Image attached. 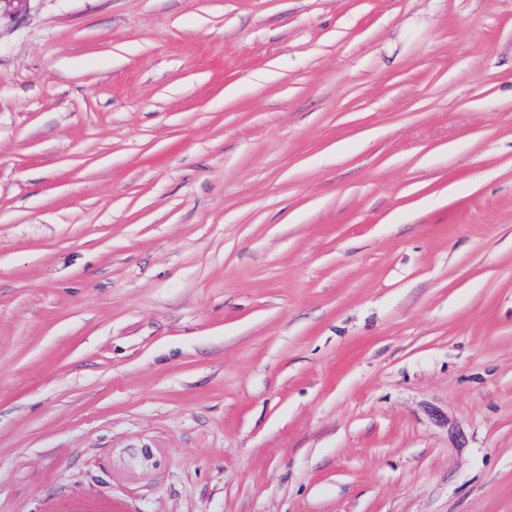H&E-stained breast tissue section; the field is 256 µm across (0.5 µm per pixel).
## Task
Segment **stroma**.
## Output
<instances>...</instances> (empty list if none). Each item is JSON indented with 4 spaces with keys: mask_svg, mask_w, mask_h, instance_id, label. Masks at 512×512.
I'll list each match as a JSON object with an SVG mask.
<instances>
[{
    "mask_svg": "<svg viewBox=\"0 0 512 512\" xmlns=\"http://www.w3.org/2000/svg\"><path fill=\"white\" fill-rule=\"evenodd\" d=\"M0 512H512V0L0 17Z\"/></svg>",
    "mask_w": 512,
    "mask_h": 512,
    "instance_id": "stroma-1",
    "label": "stroma"
}]
</instances>
